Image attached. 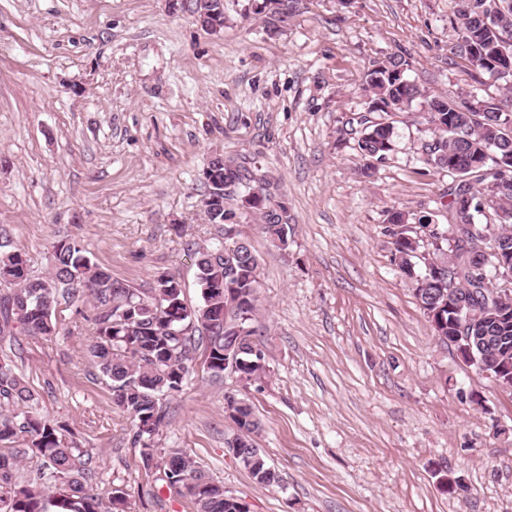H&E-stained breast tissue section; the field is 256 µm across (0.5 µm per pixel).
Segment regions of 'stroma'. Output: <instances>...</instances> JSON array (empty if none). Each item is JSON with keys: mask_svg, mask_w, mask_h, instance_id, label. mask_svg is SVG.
Here are the masks:
<instances>
[{"mask_svg": "<svg viewBox=\"0 0 512 512\" xmlns=\"http://www.w3.org/2000/svg\"><path fill=\"white\" fill-rule=\"evenodd\" d=\"M256 0H224L201 28L192 0H0V231L35 273L79 239L114 279L174 275L197 302L192 248L216 236L201 172L210 154L265 177L288 210L287 249L257 219L240 230L261 258L255 342L265 377L203 370L168 398L165 448L181 449L248 512H512V395L435 336L398 270L389 210L444 214V173L421 174L417 112L363 176L365 74L392 55L430 95L475 86L457 41L458 0H295L266 30ZM60 331L18 336V370L44 414L90 448L92 492H129V512H192L149 493L133 426L86 353L87 299L60 302ZM261 422L277 471L257 484L227 449L224 397ZM467 494L442 492L441 476Z\"/></svg>", "mask_w": 512, "mask_h": 512, "instance_id": "35a3bbf8", "label": "stroma"}]
</instances>
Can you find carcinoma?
<instances>
[{
	"label": "carcinoma",
	"mask_w": 512,
	"mask_h": 512,
	"mask_svg": "<svg viewBox=\"0 0 512 512\" xmlns=\"http://www.w3.org/2000/svg\"><path fill=\"white\" fill-rule=\"evenodd\" d=\"M212 11V18L224 20V0H194V12ZM512 40V0H475L474 11L458 13V40L451 53L463 59L478 87L455 99L430 98L417 85L401 84L398 68L408 61L397 56L372 65L366 74L370 104L380 102L395 112H408L425 104L423 132L429 137L422 158L424 170L448 173V223L434 221L429 227L431 271H415L421 248L417 235L406 230L412 214L393 209L387 223L392 225L394 260L414 284L423 304L444 300L448 274L470 288L484 287L481 271L462 260L475 240L463 225L474 224L481 234L499 241V249L512 253V192L497 188L512 182V73L497 77L509 84L506 94L495 98L481 94L484 77H493L490 45ZM358 152L363 171L373 169L372 160L385 158L395 150L394 125L382 117H360ZM202 179L207 186L204 210L208 223L220 226L214 241L194 250L200 301L187 302L181 283L162 272L154 275L153 286L141 291L119 282L96 264L80 241L62 238L53 246L52 264L44 275L31 269L27 253L9 244L0 246V337L13 336L18 328L31 336H51L58 328L57 295L63 291L92 299L91 313L84 316L93 326L88 353L112 390L114 404L132 419L133 444L140 448L143 468L154 482L168 491L188 498L194 512H247L239 502H229L224 485L207 475L176 448L159 447L158 437L167 425L168 412L162 400L182 391L193 370L194 354L200 345L207 352L206 372L224 373V346L238 342L241 335L251 342V325L259 303V255L242 237L235 212L225 209L226 190L245 186L247 177L239 167L224 159L208 161ZM468 196L470 210L460 214L456 202ZM252 208L271 245L288 247L287 209L274 202L268 189ZM460 238L450 248L448 232ZM239 245L241 259L231 270L215 261L226 245ZM235 284L241 295L238 310L224 321L210 316L224 310V291ZM487 336L506 337L512 358V319L503 322L489 317L482 325ZM238 375L255 381L266 374L265 359L243 356ZM231 417L245 438H236L228 451L262 486L279 483L277 472L266 455L254 458L251 435L261 422L249 406L236 409ZM94 469L93 456L64 426L51 421L39 409L38 395L17 372L9 356L0 354V512H126L127 493L122 488L108 492V503L92 494L86 478Z\"/></svg>",
	"instance_id": "cac0c4a2"
}]
</instances>
